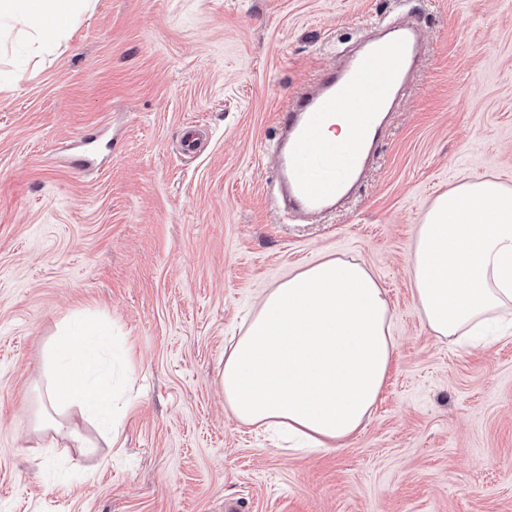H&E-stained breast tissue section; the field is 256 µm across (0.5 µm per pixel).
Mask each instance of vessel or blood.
Masks as SVG:
<instances>
[{
	"mask_svg": "<svg viewBox=\"0 0 512 512\" xmlns=\"http://www.w3.org/2000/svg\"><path fill=\"white\" fill-rule=\"evenodd\" d=\"M419 51L415 27H383L343 68L332 67L322 74L315 92L299 93L281 113L284 136L274 145L275 179L292 209L315 215L348 195L366 167L369 145L382 132L383 115L400 103ZM362 96L375 100L377 108L354 114V146L344 148L321 139L337 102Z\"/></svg>",
	"mask_w": 512,
	"mask_h": 512,
	"instance_id": "b4317fda",
	"label": "vessel or blood"
}]
</instances>
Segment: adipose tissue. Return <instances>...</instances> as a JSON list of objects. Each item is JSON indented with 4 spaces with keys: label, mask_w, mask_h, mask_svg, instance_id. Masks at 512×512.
I'll return each instance as SVG.
<instances>
[{
    "label": "adipose tissue",
    "mask_w": 512,
    "mask_h": 512,
    "mask_svg": "<svg viewBox=\"0 0 512 512\" xmlns=\"http://www.w3.org/2000/svg\"><path fill=\"white\" fill-rule=\"evenodd\" d=\"M90 0H0V28L43 46ZM417 309L432 334L457 344L512 314V189L477 176L439 195L411 250ZM95 332L65 336L47 353L67 358L47 396L111 419L110 389L91 377ZM389 298L360 261L327 258L263 297L224 358L220 383L234 417L287 434L299 451L341 447L359 433L392 364Z\"/></svg>",
    "instance_id": "1"
}]
</instances>
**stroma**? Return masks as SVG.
Segmentation results:
<instances>
[{"label": "stroma", "instance_id": "1", "mask_svg": "<svg viewBox=\"0 0 512 512\" xmlns=\"http://www.w3.org/2000/svg\"><path fill=\"white\" fill-rule=\"evenodd\" d=\"M406 6L427 51L360 188L317 219L267 194L278 114L395 0H93L38 63L0 36V512H512V330L442 342L410 281L437 196L512 187V0ZM336 256L387 290L393 361L359 434L294 453L234 419L219 372L269 288ZM87 325L124 403L113 446L43 406L46 350Z\"/></svg>", "mask_w": 512, "mask_h": 512}]
</instances>
